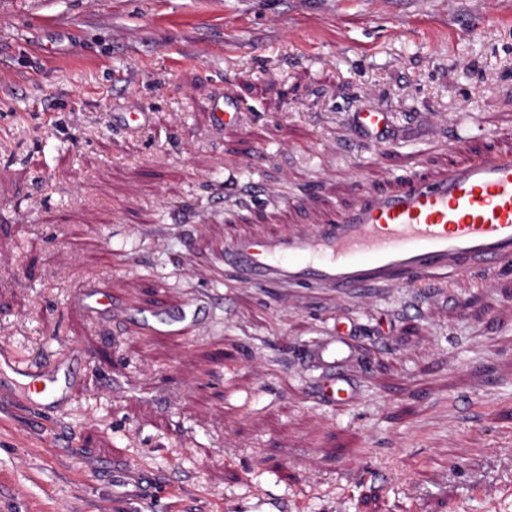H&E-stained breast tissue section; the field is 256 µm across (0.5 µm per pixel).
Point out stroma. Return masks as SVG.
Wrapping results in <instances>:
<instances>
[{
    "label": "stroma",
    "instance_id": "obj_1",
    "mask_svg": "<svg viewBox=\"0 0 512 512\" xmlns=\"http://www.w3.org/2000/svg\"><path fill=\"white\" fill-rule=\"evenodd\" d=\"M491 150L512 0H0V346L86 357L64 414L0 398V512H512V267L342 296L222 261ZM182 309L199 335L138 325ZM339 331L345 408L310 358ZM356 129L375 140L383 139L390 126V112L378 107L354 113ZM80 301L92 321L99 319L100 314L112 306V299L107 295L103 286L96 281L88 282L80 297Z\"/></svg>",
    "mask_w": 512,
    "mask_h": 512
}]
</instances>
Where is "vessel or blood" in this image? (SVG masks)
Masks as SVG:
<instances>
[{
	"instance_id": "vessel-or-blood-1",
	"label": "vessel or blood",
	"mask_w": 512,
	"mask_h": 512,
	"mask_svg": "<svg viewBox=\"0 0 512 512\" xmlns=\"http://www.w3.org/2000/svg\"><path fill=\"white\" fill-rule=\"evenodd\" d=\"M354 121L360 133L378 140L390 126V114L381 107L365 109L355 113ZM224 259L246 284L328 288L341 295L440 271L492 273L512 264V156L492 153L451 167L440 180L410 181L399 193L361 198L351 210L306 231L238 239L225 247ZM80 301L93 321L112 305L95 281L86 284ZM144 327L151 334L183 339L197 333L185 312L152 315ZM352 353L344 336L312 350L332 371L322 398L341 407L356 394L341 371ZM3 365L18 387L37 395L45 407L66 406L71 381L66 363H26L1 347Z\"/></svg>"
}]
</instances>
